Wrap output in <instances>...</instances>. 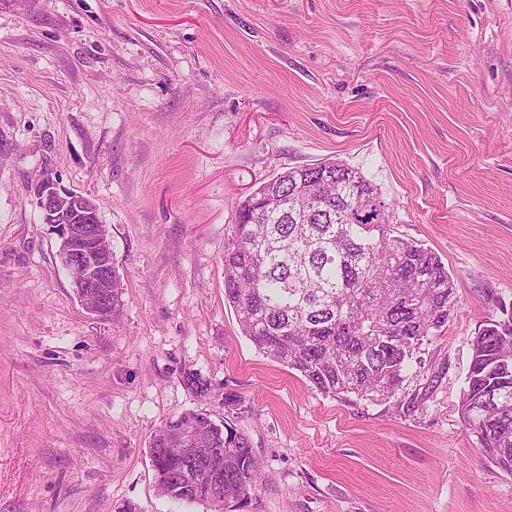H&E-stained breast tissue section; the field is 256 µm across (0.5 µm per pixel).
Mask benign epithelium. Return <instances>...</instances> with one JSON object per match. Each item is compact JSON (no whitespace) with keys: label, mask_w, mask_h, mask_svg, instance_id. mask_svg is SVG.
<instances>
[{"label":"benign epithelium","mask_w":512,"mask_h":512,"mask_svg":"<svg viewBox=\"0 0 512 512\" xmlns=\"http://www.w3.org/2000/svg\"><path fill=\"white\" fill-rule=\"evenodd\" d=\"M41 223L58 240L57 260L88 314L102 318L112 306L115 270L107 225L89 197L61 186L49 173L31 185Z\"/></svg>","instance_id":"obj_1"}]
</instances>
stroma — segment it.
<instances>
[{"instance_id": "obj_1", "label": "stroma", "mask_w": 512, "mask_h": 512, "mask_svg": "<svg viewBox=\"0 0 512 512\" xmlns=\"http://www.w3.org/2000/svg\"><path fill=\"white\" fill-rule=\"evenodd\" d=\"M328 158L454 280L398 391L445 367L419 408L320 393L224 301L239 201ZM45 171L108 226L116 321L56 260L28 192ZM506 307L512 0H0V512H208L159 495L147 453L193 409L259 461L236 512H512L459 412L475 330Z\"/></svg>"}]
</instances>
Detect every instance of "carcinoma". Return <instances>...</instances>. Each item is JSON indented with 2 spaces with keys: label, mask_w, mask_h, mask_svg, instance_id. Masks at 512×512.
<instances>
[{
  "label": "carcinoma",
  "mask_w": 512,
  "mask_h": 512,
  "mask_svg": "<svg viewBox=\"0 0 512 512\" xmlns=\"http://www.w3.org/2000/svg\"><path fill=\"white\" fill-rule=\"evenodd\" d=\"M389 211L359 169L326 159L260 183L224 240V297L242 335L348 403L394 397L422 341L455 307L448 268L398 234ZM459 411L481 454L512 474V313L476 329ZM186 428L199 432L195 464L179 452ZM148 454L163 496L213 512L246 503L259 478L246 435L199 411L168 420Z\"/></svg>",
  "instance_id": "obj_1"
}]
</instances>
